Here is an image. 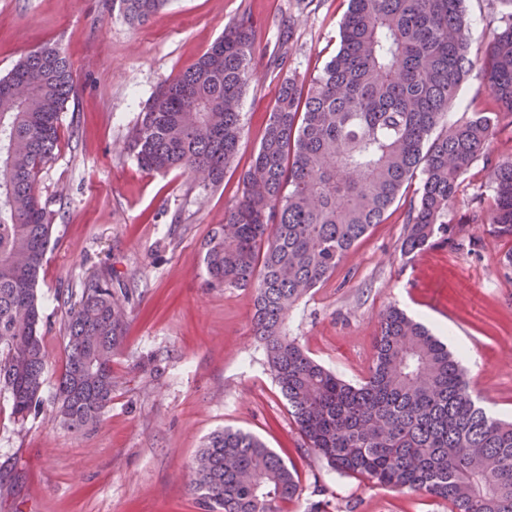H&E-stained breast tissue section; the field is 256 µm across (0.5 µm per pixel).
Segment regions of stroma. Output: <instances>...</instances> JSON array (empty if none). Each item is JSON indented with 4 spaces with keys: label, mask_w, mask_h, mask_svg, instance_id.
Segmentation results:
<instances>
[{
    "label": "stroma",
    "mask_w": 512,
    "mask_h": 512,
    "mask_svg": "<svg viewBox=\"0 0 512 512\" xmlns=\"http://www.w3.org/2000/svg\"><path fill=\"white\" fill-rule=\"evenodd\" d=\"M470 40L485 53L502 28L499 0H467ZM345 0H170L129 24L112 0H0V77L30 52L68 54L76 92L61 114L55 156L37 191L55 214L40 275L45 395L63 365L58 291L94 276L133 288L126 341L112 361L104 418L74 432L43 412L16 422L0 395V512H202L192 464L220 428L262 439L300 478L289 512H448L445 502L338 474L306 456L288 404L251 334L253 291L205 284L202 244L242 197L288 74L315 76L338 44ZM254 22L256 76L242 101L243 135L223 184L203 192L190 175L143 171L126 141L148 97L192 66L242 15ZM404 207H393L286 323L308 354L349 382L372 363L382 313L421 319L467 371L473 396L512 419V276L499 263L512 239L457 225V244L406 255Z\"/></svg>",
    "instance_id": "1"
}]
</instances>
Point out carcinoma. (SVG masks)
I'll return each instance as SVG.
<instances>
[{
    "mask_svg": "<svg viewBox=\"0 0 512 512\" xmlns=\"http://www.w3.org/2000/svg\"><path fill=\"white\" fill-rule=\"evenodd\" d=\"M465 2L348 0L336 52L316 76L294 75L277 89L242 198L204 242V263L209 287L253 290V336L305 452L340 475L446 501L448 512H512V421L478 405L461 361L426 326L389 307L358 383L326 369L285 329L294 304L384 222L417 177L404 253L455 243L456 223L512 238V157L489 150L503 119L512 126V0H499L504 27L481 58L472 54ZM167 3L113 0L139 25ZM252 36L244 15L158 85L128 140L143 170L181 169L203 191L223 184L254 77ZM473 74L485 107L452 121L448 108ZM74 93L69 58L52 45L0 77V393L17 421L45 410L38 285L53 213L35 183ZM479 160L490 193L452 221L449 207ZM132 295L99 278L57 294L67 322L52 415L71 430L99 422L112 401V357ZM191 486L204 512H288L300 495L293 465L230 428L206 438Z\"/></svg>",
    "mask_w": 512,
    "mask_h": 512,
    "instance_id": "carcinoma-1",
    "label": "carcinoma"
}]
</instances>
